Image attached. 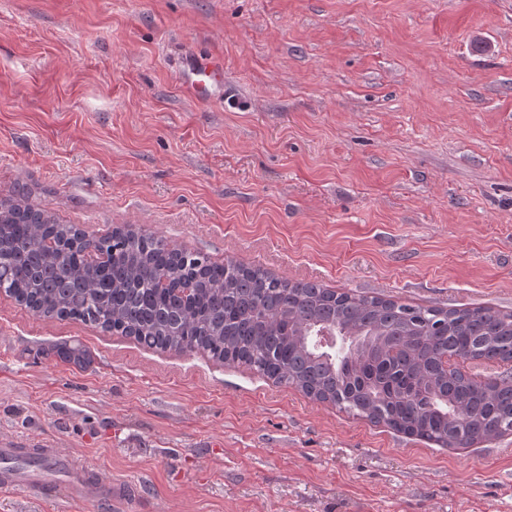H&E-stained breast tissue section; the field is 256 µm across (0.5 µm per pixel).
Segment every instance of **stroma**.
<instances>
[{
  "mask_svg": "<svg viewBox=\"0 0 512 512\" xmlns=\"http://www.w3.org/2000/svg\"><path fill=\"white\" fill-rule=\"evenodd\" d=\"M224 100L179 93L184 51ZM291 283L512 313V0H0V198ZM77 343L84 368L47 352ZM122 512H512V432L407 436L0 293V441ZM0 512H101L0 490Z\"/></svg>",
  "mask_w": 512,
  "mask_h": 512,
  "instance_id": "stroma-1",
  "label": "stroma"
}]
</instances>
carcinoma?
<instances>
[{
  "label": "carcinoma",
  "instance_id": "obj_1",
  "mask_svg": "<svg viewBox=\"0 0 512 512\" xmlns=\"http://www.w3.org/2000/svg\"><path fill=\"white\" fill-rule=\"evenodd\" d=\"M0 291L41 316L89 323L149 349L243 362L442 446L469 447L512 425L509 378L477 380L444 365L447 356L512 362V314L291 284L170 248L146 232L89 236L34 209L23 193L0 199ZM327 324L369 347H318L315 332ZM52 352L80 368L91 363L78 343Z\"/></svg>",
  "mask_w": 512,
  "mask_h": 512
}]
</instances>
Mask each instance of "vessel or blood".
<instances>
[{"label": "vessel or blood", "mask_w": 512, "mask_h": 512, "mask_svg": "<svg viewBox=\"0 0 512 512\" xmlns=\"http://www.w3.org/2000/svg\"><path fill=\"white\" fill-rule=\"evenodd\" d=\"M181 90L197 101L210 100L224 91V63L219 59L185 56L179 61ZM19 450L14 445L0 444V488H24L43 498L64 499L79 503L95 496L106 512H113L127 494L126 486L109 481L90 483L87 467L74 456L58 448H35L32 456L47 459L41 468H17L12 461Z\"/></svg>", "instance_id": "b4317fda"}]
</instances>
